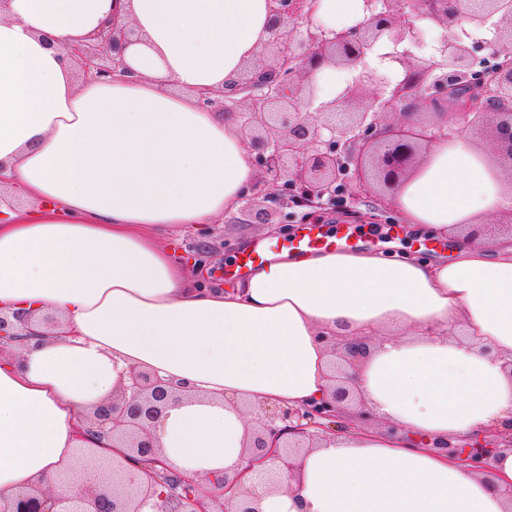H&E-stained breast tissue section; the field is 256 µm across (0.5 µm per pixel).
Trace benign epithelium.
I'll list each match as a JSON object with an SVG mask.
<instances>
[{
	"instance_id": "obj_1",
	"label": "benign epithelium",
	"mask_w": 512,
	"mask_h": 512,
	"mask_svg": "<svg viewBox=\"0 0 512 512\" xmlns=\"http://www.w3.org/2000/svg\"><path fill=\"white\" fill-rule=\"evenodd\" d=\"M267 4L268 38L257 59L224 88L195 92L202 109L222 111L226 101L237 109L267 201L297 208L338 204L357 218L354 205L365 195L374 199L373 217L380 219L394 212L396 193L425 164L434 145L468 139L477 131L495 147L496 170L512 177V0H478L475 10L460 6V0H363L364 18L341 30L314 24L318 0ZM418 20L448 33L438 49L440 59H414L406 50L389 53L404 72L395 85L372 89V76L361 75L335 100L314 106L318 70H349L383 44L396 48L406 40L420 42ZM468 26L491 38L467 43ZM139 41L117 2L88 42L66 54L75 59L80 77L106 83L136 76L124 53ZM486 46L489 54L477 56ZM27 321L23 312L0 314V341H25L14 323ZM322 341L334 355L330 398L303 409L257 408L244 464L233 478L222 480L224 494L201 499L196 482L169 466L155 437L170 401L186 395V389L133 368L119 393L96 407L78 435L81 441L107 436L125 449L109 458L96 448L83 450L84 468L98 473V482L84 485L80 472L71 469L62 481L79 484L75 494L58 496L32 484L1 496L0 512H259L245 477L265 462L275 476L294 474L301 450L333 431L338 406L351 400L346 369L370 352L362 340L342 343L324 336ZM501 445L511 448L512 436L465 453L450 444L446 452L463 453L465 461L487 472ZM134 463L146 480L112 482L113 474Z\"/></svg>"
}]
</instances>
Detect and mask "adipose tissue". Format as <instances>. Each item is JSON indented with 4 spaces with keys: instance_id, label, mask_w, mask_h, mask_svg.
Instances as JSON below:
<instances>
[{
    "instance_id": "ef3b65f1",
    "label": "adipose tissue",
    "mask_w": 512,
    "mask_h": 512,
    "mask_svg": "<svg viewBox=\"0 0 512 512\" xmlns=\"http://www.w3.org/2000/svg\"><path fill=\"white\" fill-rule=\"evenodd\" d=\"M112 0H12L0 16V186L34 201L0 206V312L36 335L0 351V493H71L81 419L130 369L188 383L156 435L169 465L203 491L241 463L243 405L300 407L329 393L325 336H375L351 369L390 430L357 426L298 460L260 512H512V449L482 474L446 443L512 431V238L456 239L425 261L349 250L284 255L242 281L198 288L158 236L210 224L256 182L233 115L197 106L267 38V0H125L142 40L138 80L81 83L65 48ZM409 229L445 236L512 211L468 140L434 147L398 192ZM53 313L57 328L38 318Z\"/></svg>"
}]
</instances>
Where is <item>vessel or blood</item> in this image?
<instances>
[{
    "instance_id": "1",
    "label": "vessel or blood",
    "mask_w": 512,
    "mask_h": 512,
    "mask_svg": "<svg viewBox=\"0 0 512 512\" xmlns=\"http://www.w3.org/2000/svg\"><path fill=\"white\" fill-rule=\"evenodd\" d=\"M361 243L355 228L343 226L334 233H327L320 225L305 224L297 232L283 241H258L246 251L241 252L227 269L233 277L248 275L252 269L267 262L268 258L283 252L302 255L315 250H345Z\"/></svg>"
}]
</instances>
